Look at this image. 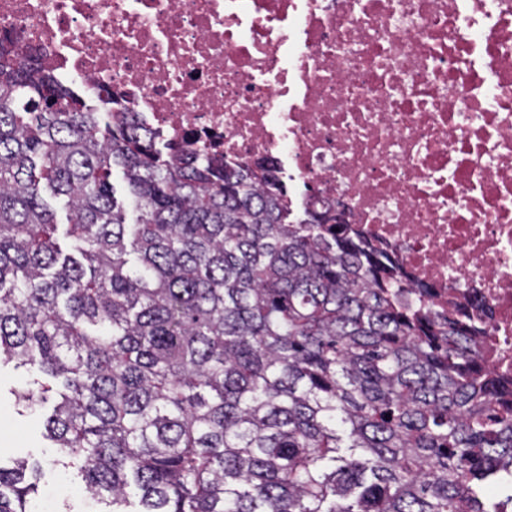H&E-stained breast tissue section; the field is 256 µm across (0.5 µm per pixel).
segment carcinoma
<instances>
[{
  "instance_id": "obj_1",
  "label": "carcinoma",
  "mask_w": 512,
  "mask_h": 512,
  "mask_svg": "<svg viewBox=\"0 0 512 512\" xmlns=\"http://www.w3.org/2000/svg\"><path fill=\"white\" fill-rule=\"evenodd\" d=\"M0 30V362L110 512H507L472 310L267 163L157 148ZM124 184L117 196L115 179ZM59 203L65 229L56 219ZM41 464L0 462V512Z\"/></svg>"
}]
</instances>
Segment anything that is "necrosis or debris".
Instances as JSON below:
<instances>
[{"instance_id":"4bbe7bcc","label":"necrosis or debris","mask_w":512,"mask_h":512,"mask_svg":"<svg viewBox=\"0 0 512 512\" xmlns=\"http://www.w3.org/2000/svg\"><path fill=\"white\" fill-rule=\"evenodd\" d=\"M160 144L275 160L443 300L512 378V0H0V27Z\"/></svg>"}]
</instances>
